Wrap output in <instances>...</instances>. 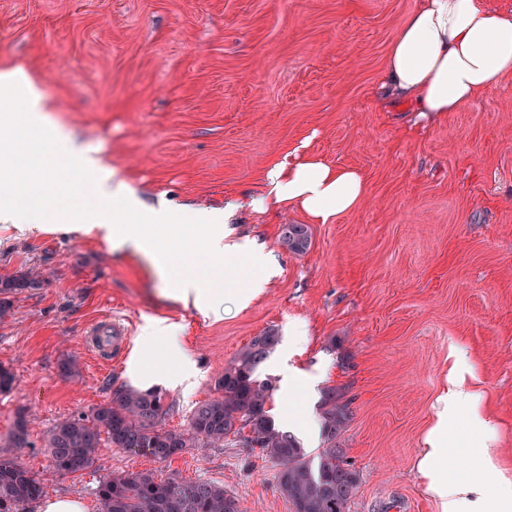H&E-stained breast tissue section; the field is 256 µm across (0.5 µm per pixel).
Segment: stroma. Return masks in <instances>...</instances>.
Here are the masks:
<instances>
[{"instance_id":"stroma-1","label":"stroma","mask_w":512,"mask_h":512,"mask_svg":"<svg viewBox=\"0 0 512 512\" xmlns=\"http://www.w3.org/2000/svg\"><path fill=\"white\" fill-rule=\"evenodd\" d=\"M419 3L0 0V70L22 69L42 95L43 155L59 132L144 204L220 209L271 156L307 139L363 170L369 186L356 212L311 225L301 255L280 241L301 214L241 213L232 237L261 252L268 281L247 307L209 316L167 297L136 254L0 221V277L42 279L7 294L0 315V367L14 377L0 393V438L29 420L22 461L46 496L71 494L97 512L99 479L132 471L215 482L244 512H294L276 467L230 444L165 461L104 448L87 470L52 472L46 431L133 385L126 361L102 367L88 355L84 336L103 315L136 337L176 332L191 375L163 390L161 427L175 432L216 397L215 377L243 347L277 329L258 369L273 385L276 426L312 453L322 446L319 393L336 388L349 404L339 443L362 475L349 512H440L419 465L453 367L474 395L445 424L449 475L481 488L466 512H487L512 483V78L424 127L382 104L386 50Z\"/></svg>"}]
</instances>
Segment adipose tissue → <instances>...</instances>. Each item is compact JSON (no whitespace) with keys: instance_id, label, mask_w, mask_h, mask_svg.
Wrapping results in <instances>:
<instances>
[{"instance_id":"1","label":"adipose tissue","mask_w":512,"mask_h":512,"mask_svg":"<svg viewBox=\"0 0 512 512\" xmlns=\"http://www.w3.org/2000/svg\"><path fill=\"white\" fill-rule=\"evenodd\" d=\"M512 78V11L489 5L488 0H421L409 13L393 37L384 60L381 80L396 100L411 103L419 119L437 121ZM0 96L25 98L24 112L0 120L7 127H39L45 123L40 95L23 73L0 72ZM56 158L80 159L84 169L94 171L91 188L101 199H115L114 214L88 210L71 219V229L97 234L116 251H130L146 259L165 284L166 296L193 302L202 313H215L226 301L244 304L256 297L264 282L254 271L241 276L237 288L216 285L207 269L183 262L186 249L200 251L221 262L237 257L236 245L225 243L224 227L233 223L238 210L256 214L269 209L300 212L314 224H334L357 211L368 195L362 171L328 161L300 142L273 157L258 172L252 188L226 197L223 209L185 208V223L173 221L166 203L144 207L131 189L114 172L85 154L68 137H60ZM37 166L14 169L8 182H0V215L21 218L27 231L41 233L46 226L37 211H24L21 202L46 190ZM154 335L141 337L137 354L138 372L147 384L177 383L186 364L181 358L177 337H167L164 355H157ZM471 394L460 383H452L440 402L439 424L429 432L428 448L421 471L429 490L439 499L442 512H462L472 484L449 476L443 419L447 409L470 402Z\"/></svg>"}]
</instances>
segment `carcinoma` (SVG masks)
I'll use <instances>...</instances> for the list:
<instances>
[{
  "label": "carcinoma",
  "mask_w": 512,
  "mask_h": 512,
  "mask_svg": "<svg viewBox=\"0 0 512 512\" xmlns=\"http://www.w3.org/2000/svg\"><path fill=\"white\" fill-rule=\"evenodd\" d=\"M280 241L289 252L301 255L310 248L311 233L305 224H284ZM36 287V277L30 274L0 280L1 294ZM279 342L275 329L253 337L215 379L218 396L194 409L184 432L158 428L169 412L158 389H124L99 406L91 418L56 423L45 437L52 470L75 473L90 468L103 435L114 448L162 461L197 447L201 440L230 441L258 449L262 458L278 467L279 488L294 512H349L360 473L337 444L349 420L348 407L335 389L324 393L320 419L326 447L315 456L293 434L276 428L267 410L273 388L257 371ZM28 436V422L21 418L3 441L4 447L26 448ZM43 494L44 481L18 458L0 459V512H26ZM95 496L101 512H171L174 502L180 504L179 512H242L239 499L215 483L158 480L144 472L107 477L98 483Z\"/></svg>",
  "instance_id": "1"
}]
</instances>
